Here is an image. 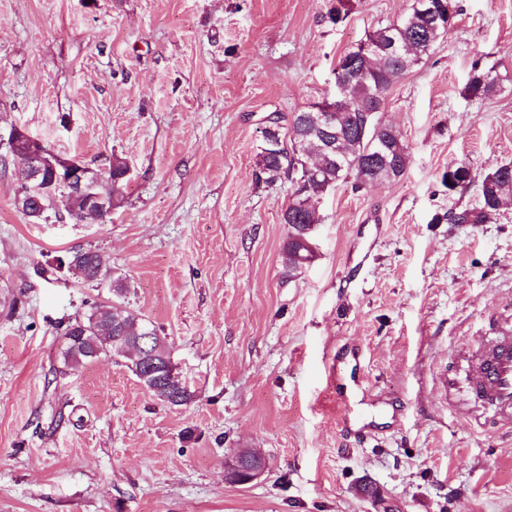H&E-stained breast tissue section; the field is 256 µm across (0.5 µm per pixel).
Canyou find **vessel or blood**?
Segmentation results:
<instances>
[{"label":"vessel or blood","instance_id":"vessel-or-blood-1","mask_svg":"<svg viewBox=\"0 0 512 512\" xmlns=\"http://www.w3.org/2000/svg\"><path fill=\"white\" fill-rule=\"evenodd\" d=\"M465 382L444 381L449 397L474 419L492 415L512 422V326L481 342L467 360Z\"/></svg>","mask_w":512,"mask_h":512}]
</instances>
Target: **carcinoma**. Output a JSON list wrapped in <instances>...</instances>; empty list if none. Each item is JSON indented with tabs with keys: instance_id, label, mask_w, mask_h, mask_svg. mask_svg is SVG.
<instances>
[{
	"instance_id": "cac0c4a2",
	"label": "carcinoma",
	"mask_w": 512,
	"mask_h": 512,
	"mask_svg": "<svg viewBox=\"0 0 512 512\" xmlns=\"http://www.w3.org/2000/svg\"><path fill=\"white\" fill-rule=\"evenodd\" d=\"M458 12L457 0H412L396 23L380 26L346 53L336 69V94L291 116L278 113L267 117L257 166L268 182L282 177L291 184L288 205L282 210V223L288 234L281 253L283 273L292 278L314 258L313 225L321 223L322 195L339 181L352 179L360 189L374 183L399 181L409 163V148L400 131L381 123L391 81L428 60L444 38ZM500 91L491 70L475 63L465 86L470 99H486ZM332 112V127L314 126L311 116ZM443 180L451 181L448 190H466L472 184L470 168L451 162ZM479 206L448 213L454 224H483L488 215L512 205V162L503 163L483 176L478 186ZM16 205L31 220L39 221L51 202L39 203L24 198ZM70 215L75 221L97 223V214L86 207L85 199L70 200ZM69 263L83 271V278L97 280L93 256L76 251ZM148 331L153 336L152 351L161 365L171 361L164 339L156 328L114 302L98 306L85 319L69 322L64 332L66 365L76 368L102 355L129 362L132 372L144 364L142 351L131 346L129 337ZM152 394L170 406L191 403L194 392L188 386L160 378Z\"/></svg>"
}]
</instances>
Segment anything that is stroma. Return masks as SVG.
Here are the masks:
<instances>
[{"label":"stroma","mask_w":512,"mask_h":512,"mask_svg":"<svg viewBox=\"0 0 512 512\" xmlns=\"http://www.w3.org/2000/svg\"><path fill=\"white\" fill-rule=\"evenodd\" d=\"M411 0H0V512H512V427L438 392L512 316V209L449 192L512 161V0H458L445 38L395 78L378 117L410 160L398 182L323 195L315 257L284 278L290 184L258 179L265 119L332 97L334 69ZM501 90L472 100L474 63ZM23 128L129 175L76 222L17 208ZM98 253L107 278L56 266ZM156 326L193 401H159L124 359L61 357L69 321L111 304ZM340 356L339 378L328 361ZM260 452L265 474L227 482ZM379 498L360 493L363 483ZM462 171L464 174L463 178H458L457 174ZM447 180L451 181V184H447ZM473 182L470 168L465 163L451 162L448 164V172L443 176V183L448 187V191H455L460 188L461 191L467 189Z\"/></svg>","instance_id":"1"}]
</instances>
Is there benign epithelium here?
Listing matches in <instances>:
<instances>
[{"label": "benign epithelium", "instance_id": "1", "mask_svg": "<svg viewBox=\"0 0 512 512\" xmlns=\"http://www.w3.org/2000/svg\"><path fill=\"white\" fill-rule=\"evenodd\" d=\"M11 139L15 143L26 142V149L15 155V158L26 169L25 185L28 197L51 198L64 187L81 194L103 215L112 212V196L108 195V191L112 190V182L106 178L109 169L96 171L55 153L20 128L13 131ZM264 471L265 462L262 461L247 466L234 464L225 475L227 479L245 485L261 477Z\"/></svg>", "mask_w": 512, "mask_h": 512}]
</instances>
